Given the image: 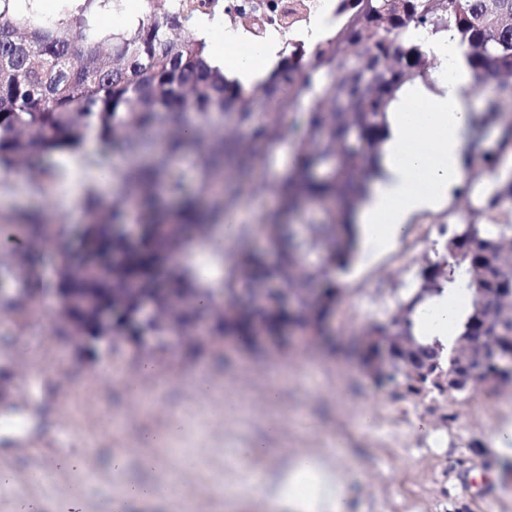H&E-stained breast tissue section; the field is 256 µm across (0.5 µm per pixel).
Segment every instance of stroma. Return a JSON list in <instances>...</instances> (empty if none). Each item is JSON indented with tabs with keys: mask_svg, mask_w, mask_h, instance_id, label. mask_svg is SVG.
<instances>
[{
	"mask_svg": "<svg viewBox=\"0 0 512 512\" xmlns=\"http://www.w3.org/2000/svg\"><path fill=\"white\" fill-rule=\"evenodd\" d=\"M255 179L262 187L240 200L237 226L257 224L272 209V189L287 171L295 146L267 149ZM466 210L449 199L440 210L416 217L399 243L367 267L340 273L342 292L328 337L305 344L282 339L250 346L212 336L173 345L152 341L157 374L138 377V348H77L67 329L44 317L18 315L10 300L20 290L17 260L0 247V460L11 473L0 482V512H110L123 480L168 482L187 512H225L226 494L246 491L254 478L277 484L294 453L336 449L331 465L350 477L354 512H512V468L498 451L495 433L512 426V384L497 394L451 397L380 391L346 354L360 329L394 318L401 301L416 291L420 271L443 257L441 246ZM108 368L112 381L101 379ZM139 379L152 401L129 396L120 377ZM282 389L276 404L265 390ZM214 389L196 396L198 381ZM371 408L372 423L357 415ZM180 418L168 446L151 448L156 467L130 465L115 476L113 451L143 453V436ZM281 432L266 439L258 462L241 451L266 438L268 424ZM84 458L80 472L59 467L64 456Z\"/></svg>",
	"mask_w": 512,
	"mask_h": 512,
	"instance_id": "obj_1",
	"label": "stroma"
}]
</instances>
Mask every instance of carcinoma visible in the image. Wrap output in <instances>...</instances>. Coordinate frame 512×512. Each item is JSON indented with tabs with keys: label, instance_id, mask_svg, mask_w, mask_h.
<instances>
[{
	"label": "carcinoma",
	"instance_id": "1",
	"mask_svg": "<svg viewBox=\"0 0 512 512\" xmlns=\"http://www.w3.org/2000/svg\"><path fill=\"white\" fill-rule=\"evenodd\" d=\"M125 2L82 0L46 23L14 14L10 0H0V171L25 174L46 199L59 178L51 157L79 151L91 132L98 149L90 163L103 175L114 172L117 152L136 159L119 173L112 204L93 189L84 194L88 220L77 248L58 240L46 207L24 218L35 230L7 244L30 284L21 300L35 297L41 255L54 254L58 287L69 289L70 298L46 316L73 327L78 344L100 330L102 312L130 318L145 299L155 303L150 327L188 339L195 338L197 320L212 336L241 341L251 340L258 325L272 336L288 325L308 340L322 335L341 294L330 273L348 268L356 254L353 216L376 170L387 106L402 84L427 73L426 52L406 33L415 27L454 33L467 48L475 81L496 78L500 93L512 95V0H340L335 33L288 47L261 93L245 92L206 63L205 43L185 28L180 9H157L147 0L150 11L137 24L102 27L100 16L122 11ZM306 97L313 100L309 108ZM494 125L496 149H484L478 136L469 146L485 181L478 189L466 175L457 190L468 200L477 193L478 204H469L465 224L446 241L454 263L421 271V286L395 323L420 368L460 369L458 349L443 357L412 332L416 306L456 270L467 275L471 291L462 335L497 336L500 349L512 354V314L477 301L484 292L512 295V171L502 173L512 155V119L490 100L474 127ZM286 139L296 146L295 163L277 185L278 205L260 218L279 261L248 251L247 229L236 235L241 264L222 275L219 287L191 268L172 287H158L190 231L224 226L235 203L260 190L252 173L264 160L261 149ZM130 194L142 225L135 241L113 231L129 221ZM310 204L324 218L308 225L307 240L283 249L282 224ZM241 283H276L296 304L288 309L272 299L242 306Z\"/></svg>",
	"mask_w": 512,
	"mask_h": 512
}]
</instances>
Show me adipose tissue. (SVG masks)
<instances>
[{
	"label": "adipose tissue",
	"mask_w": 512,
	"mask_h": 512,
	"mask_svg": "<svg viewBox=\"0 0 512 512\" xmlns=\"http://www.w3.org/2000/svg\"><path fill=\"white\" fill-rule=\"evenodd\" d=\"M205 40L206 61L245 89L259 86L280 60L281 40L272 38L251 55L236 53V35L211 38L216 21L191 22ZM430 56L446 57L451 69L440 72L434 86L406 83L388 107L383 129L379 174L369 185L355 217L358 225L357 259L372 263L395 245L408 224L420 214L438 210L460 186L469 131V103L474 78L463 47L450 37L410 33ZM466 277H456L416 309L413 334L418 341L439 345L449 353L471 313L462 299L468 296ZM249 500L262 501L265 512H352V498L342 474L315 457H293L279 486L254 482Z\"/></svg>",
	"instance_id": "ef3b65f1"
}]
</instances>
